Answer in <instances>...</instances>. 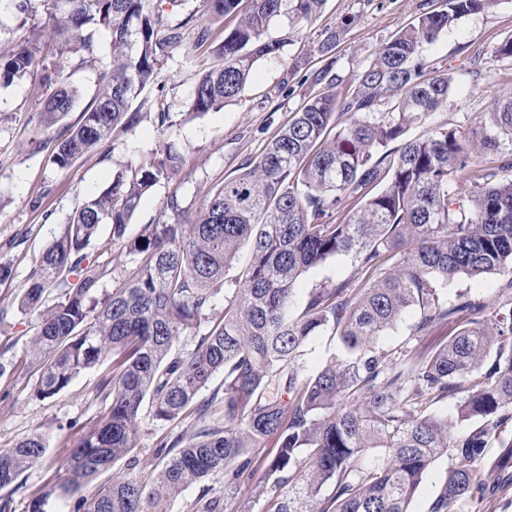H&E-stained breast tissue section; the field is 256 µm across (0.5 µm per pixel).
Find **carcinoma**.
<instances>
[{
    "instance_id": "cac0c4a2",
    "label": "carcinoma",
    "mask_w": 512,
    "mask_h": 512,
    "mask_svg": "<svg viewBox=\"0 0 512 512\" xmlns=\"http://www.w3.org/2000/svg\"><path fill=\"white\" fill-rule=\"evenodd\" d=\"M163 0H49L44 25L61 49L93 51L94 34L110 37L112 69L105 88L56 141L54 163L75 159L128 130L142 115L130 111L180 33L167 27ZM213 19L238 16L217 49L222 64L197 79L190 104L196 115L235 99L255 62L281 50L264 37L270 22L286 16L315 20L324 0H205ZM494 0H433L380 44L340 95L333 63L310 72L311 90L298 111L262 153L208 196L191 216L177 195L165 219L127 235L145 195L181 169L183 157L162 144L153 157L130 162L112 182L88 197L39 254L17 308L35 315L31 341L33 395L51 398L82 372L112 358L100 384L110 390L107 412L69 448L48 485L28 505L47 512L53 498L73 502L72 512H167L191 486L202 512H215L207 479L224 474L229 487L252 481L277 484L299 478L316 500L333 485L321 512H410L409 505L437 457L457 460L430 512H464L485 496L480 478L492 442L491 467L512 469V307L491 316L487 305L463 297L448 304L438 280L499 275L512 280V180L495 182L478 150L512 168V96L492 104L474 140L444 123L418 137L412 126L440 107L448 74L420 58L424 44ZM58 89L41 113L49 129L72 111L78 90L65 84V60L44 66L35 46L0 50V86L32 70ZM400 140L398 149L391 143ZM465 186L451 193L456 175ZM103 225L111 226L117 256L130 258L121 287L107 292L111 262L86 253ZM248 250L235 287L224 274ZM398 264L382 270L390 254ZM351 256L364 277L359 289L342 283L314 288L294 308L301 276L327 260ZM223 313L215 315L219 301ZM420 309L416 331L463 314L464 328L427 357L409 350H377L378 336L411 306ZM206 326L191 352L175 349L181 336ZM339 336L348 357L306 377L294 367L313 336ZM494 360L484 364L489 356ZM224 373L223 391L200 400L212 378ZM460 397L457 418L475 427L451 432L448 416L429 407ZM153 419L196 426L160 436L162 467L143 483L118 476L90 496L88 484L135 448L144 409ZM269 437L278 451L255 477L252 450ZM45 435L35 432L0 450V489L46 460Z\"/></svg>"
}]
</instances>
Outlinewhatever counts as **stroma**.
Returning a JSON list of instances; mask_svg holds the SVG:
<instances>
[{"label": "stroma", "mask_w": 512, "mask_h": 512, "mask_svg": "<svg viewBox=\"0 0 512 512\" xmlns=\"http://www.w3.org/2000/svg\"><path fill=\"white\" fill-rule=\"evenodd\" d=\"M427 8V0H326L319 17L309 23L273 20L265 36L280 41L279 54L260 58L253 75L235 101L217 112L196 115L189 104L193 86L201 73L216 64L213 49L231 29L235 17L209 18L203 0H192L194 21L187 10L171 11L170 27L179 29L181 45L161 66V83L147 87L133 107L142 112L141 122L131 131L115 133L101 148L76 159L68 168L52 162L51 148L34 149V136L63 135L79 121L82 112L102 89L100 75L111 67L109 38L100 34L93 52L69 55L67 73L80 96L64 121L50 130L41 126L40 108L54 90L42 71H32L0 86V259L11 262L12 276L0 285V306L7 316L0 321V450L14 447L32 433L48 437L46 460L23 473L16 487L0 489V512H28L30 501L59 476L57 463L68 446L77 443L82 431L96 423L109 402L96 392L101 368L83 372L65 390L49 399L32 394L34 379L29 371L30 341L35 319L21 314L15 303L25 288L35 258L59 232L74 209L89 195L101 191L112 174L127 162L151 156L159 143L172 144L184 156L177 176L157 185L133 216L128 234L141 225L155 223L170 195H177L186 210L200 209L205 198L237 174L249 159L257 157L268 139L284 124L301 102L305 73L322 67L317 52L327 31L339 32L334 70L340 90H347L366 65L375 48ZM207 29L206 42H198L200 29ZM512 36V0H497L494 8L463 18L434 43L424 45L421 56L447 70L451 89L447 101L421 125L411 129L418 136L448 124L461 133L475 129L495 98L512 94V58L493 57L492 51ZM167 113L158 124V113ZM354 261L339 256L306 272L296 286L295 303L304 305L311 289L334 287L353 279ZM449 300L469 295L483 300L489 313L512 302V287L506 279L488 275L481 279L459 276L444 283ZM420 317L410 307L378 340L387 349L411 348L428 356L444 345L462 327L460 319L438 321L421 335H414ZM343 351L339 337L325 332L312 337L299 359L298 372L309 376ZM165 428L151 416H143L133 456L135 465L119 461L101 473L97 484L116 476L145 479L158 470L155 440ZM210 495L219 512H270L273 499L293 501L298 512H308L311 502L302 480L277 486L244 484L227 488L223 474L209 477Z\"/></svg>", "instance_id": "1"}]
</instances>
